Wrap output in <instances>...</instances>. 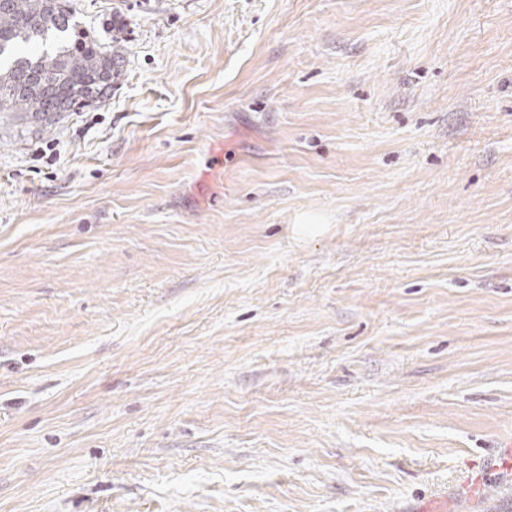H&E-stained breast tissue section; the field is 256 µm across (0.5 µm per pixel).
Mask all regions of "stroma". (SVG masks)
Instances as JSON below:
<instances>
[{"label": "stroma", "instance_id": "obj_1", "mask_svg": "<svg viewBox=\"0 0 512 512\" xmlns=\"http://www.w3.org/2000/svg\"><path fill=\"white\" fill-rule=\"evenodd\" d=\"M70 7L125 73L0 118V512H501L512 0Z\"/></svg>", "mask_w": 512, "mask_h": 512}]
</instances>
